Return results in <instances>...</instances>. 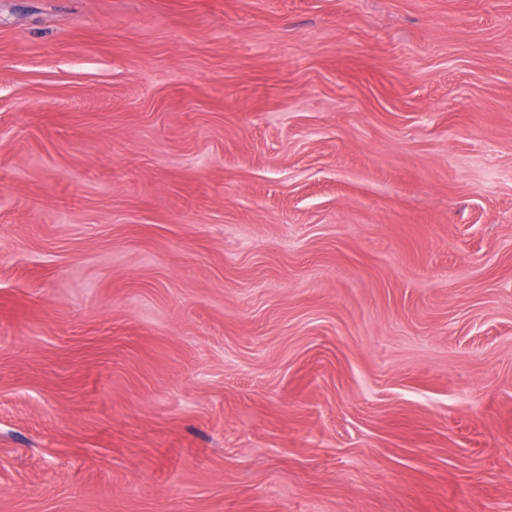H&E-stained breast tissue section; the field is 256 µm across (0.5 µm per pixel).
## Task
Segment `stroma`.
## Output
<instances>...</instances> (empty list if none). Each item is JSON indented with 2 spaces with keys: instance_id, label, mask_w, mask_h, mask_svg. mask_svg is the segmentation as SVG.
<instances>
[{
  "instance_id": "1",
  "label": "stroma",
  "mask_w": 512,
  "mask_h": 512,
  "mask_svg": "<svg viewBox=\"0 0 512 512\" xmlns=\"http://www.w3.org/2000/svg\"><path fill=\"white\" fill-rule=\"evenodd\" d=\"M0 512H512V0H0Z\"/></svg>"
}]
</instances>
